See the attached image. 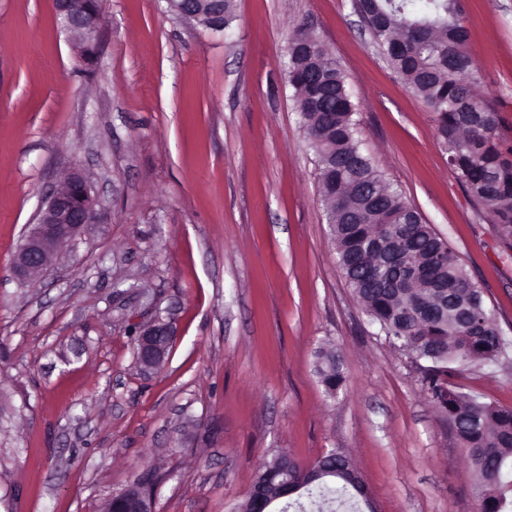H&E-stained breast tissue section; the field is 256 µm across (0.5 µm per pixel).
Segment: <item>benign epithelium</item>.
<instances>
[{
  "label": "benign epithelium",
  "instance_id": "obj_1",
  "mask_svg": "<svg viewBox=\"0 0 512 512\" xmlns=\"http://www.w3.org/2000/svg\"><path fill=\"white\" fill-rule=\"evenodd\" d=\"M58 24L77 41L78 52L97 47L101 11L100 0H54ZM95 203L82 174L73 170L64 183L42 202L36 223L29 225L11 265V277L25 282L44 274L53 256L95 223ZM174 341L172 326L156 321L137 339L136 359L145 370L160 368Z\"/></svg>",
  "mask_w": 512,
  "mask_h": 512
}]
</instances>
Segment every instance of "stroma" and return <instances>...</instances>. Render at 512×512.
Listing matches in <instances>:
<instances>
[{
    "label": "stroma",
    "instance_id": "1",
    "mask_svg": "<svg viewBox=\"0 0 512 512\" xmlns=\"http://www.w3.org/2000/svg\"><path fill=\"white\" fill-rule=\"evenodd\" d=\"M85 63L54 0H0V512H102L153 473L156 512H234L263 462L350 457L378 512H478L466 451L337 264L285 71L296 24L349 78L359 138L459 258L507 340L454 378L512 408V243L469 199L428 107L354 0H235L220 33L165 0H101ZM479 92L512 141V0H461ZM81 169L97 221L26 283L41 198ZM170 322L143 372L140 328ZM326 347L346 382L314 373ZM174 341L169 323L157 320L147 327L137 339L136 359L144 370L160 368L167 360ZM316 374L329 397H335L345 384L342 360L337 352L320 349L317 354Z\"/></svg>",
    "mask_w": 512,
    "mask_h": 512
}]
</instances>
